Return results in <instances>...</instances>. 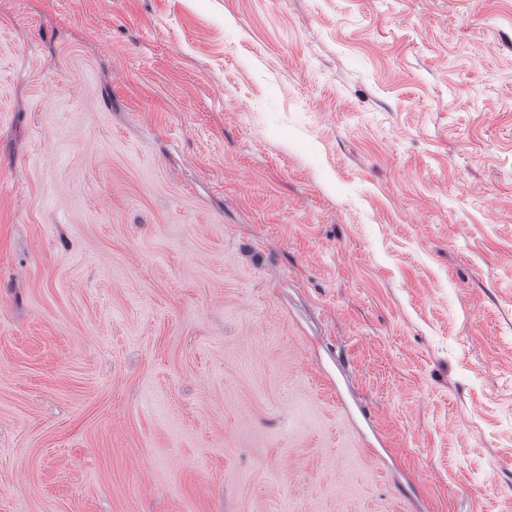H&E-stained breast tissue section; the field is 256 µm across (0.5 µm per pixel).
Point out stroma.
<instances>
[{"label": "stroma", "instance_id": "35a3bbf8", "mask_svg": "<svg viewBox=\"0 0 512 512\" xmlns=\"http://www.w3.org/2000/svg\"><path fill=\"white\" fill-rule=\"evenodd\" d=\"M0 512H512V0H0Z\"/></svg>", "mask_w": 512, "mask_h": 512}]
</instances>
